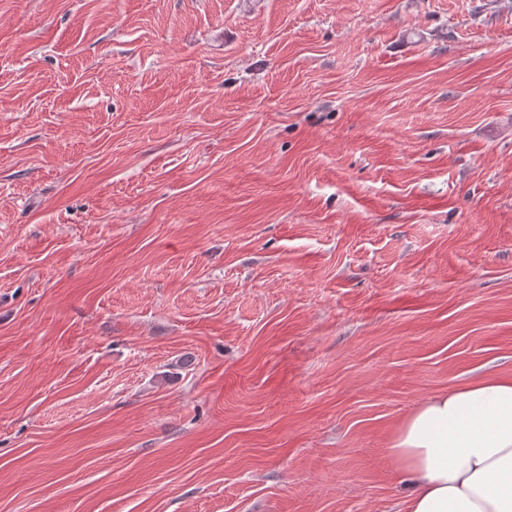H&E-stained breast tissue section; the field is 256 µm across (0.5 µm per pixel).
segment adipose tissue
<instances>
[{
    "instance_id": "1",
    "label": "adipose tissue",
    "mask_w": 512,
    "mask_h": 512,
    "mask_svg": "<svg viewBox=\"0 0 512 512\" xmlns=\"http://www.w3.org/2000/svg\"><path fill=\"white\" fill-rule=\"evenodd\" d=\"M407 512H512V377L489 374L412 410L387 442Z\"/></svg>"
}]
</instances>
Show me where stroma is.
I'll return each mask as SVG.
<instances>
[{
	"instance_id": "stroma-1",
	"label": "stroma",
	"mask_w": 512,
	"mask_h": 512,
	"mask_svg": "<svg viewBox=\"0 0 512 512\" xmlns=\"http://www.w3.org/2000/svg\"><path fill=\"white\" fill-rule=\"evenodd\" d=\"M512 376V0H0V512H405Z\"/></svg>"
}]
</instances>
